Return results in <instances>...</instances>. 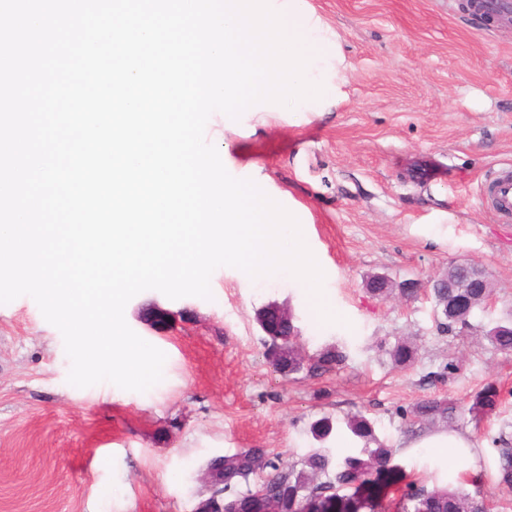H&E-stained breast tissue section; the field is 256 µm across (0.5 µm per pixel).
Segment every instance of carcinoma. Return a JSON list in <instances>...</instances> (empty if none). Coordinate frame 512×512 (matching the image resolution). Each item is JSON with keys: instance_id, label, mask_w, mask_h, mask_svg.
<instances>
[{"instance_id": "carcinoma-1", "label": "carcinoma", "mask_w": 512, "mask_h": 512, "mask_svg": "<svg viewBox=\"0 0 512 512\" xmlns=\"http://www.w3.org/2000/svg\"><path fill=\"white\" fill-rule=\"evenodd\" d=\"M408 280L398 284L385 276H373L367 291L373 296H383L398 288L403 297L417 298L418 289L407 287ZM491 294V284L486 276L472 273L466 264L455 262L448 267V278L435 280L429 295L436 314L441 317L437 330L453 333L471 328L469 318L473 310L486 302ZM257 321L265 340V355L274 369L286 376L303 373L309 377L341 366L347 353L328 346L316 353L302 355L295 336H279L267 326L266 310L259 311ZM493 347L503 353H512V321L501 322L485 331ZM390 360L399 366L411 365L417 348L409 340L394 344H379ZM500 398V389L493 383L486 384L472 399L468 408L471 419L492 411ZM416 423L434 429H447L454 423L456 407L446 400L430 399L419 403L414 412ZM347 436L363 442L356 454L341 458L333 456L330 449H316L298 461L284 464L263 448H244L224 455V494L240 502L241 512H257L252 495L260 492L266 502L279 512H487L485 502L458 489L418 486L413 482L404 485L399 498L385 502L388 489L400 483L404 474L394 463L396 449L387 446L375 434L372 422L366 417L350 416L346 420ZM333 418L322 416L311 425V433L319 440L327 439L333 432ZM501 482L512 485V448L499 449ZM255 483H250V477ZM245 485L240 490L238 486Z\"/></svg>"}]
</instances>
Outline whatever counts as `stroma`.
Here are the masks:
<instances>
[{"mask_svg": "<svg viewBox=\"0 0 512 512\" xmlns=\"http://www.w3.org/2000/svg\"><path fill=\"white\" fill-rule=\"evenodd\" d=\"M308 2L345 57L340 101L322 112L219 113L214 129L231 144L227 171L263 183L299 220L339 322H314L299 283L248 288L231 267L214 271L208 300L141 292L126 322L166 362L158 384L135 392L71 385L62 335L36 302L0 304V512H192L211 458L263 448L296 461L316 447L309 426L324 413L370 419L410 479L479 489L488 512H512L498 445L512 443V354L481 336L512 314V223L481 198L490 172L512 166V27L476 20L463 0ZM425 168L439 178H419ZM425 224L441 225L440 238H426ZM459 261L493 287L462 333L438 334L427 296L380 299L364 286L374 273L426 281ZM271 302L291 308L307 353L335 344L345 365L318 378L275 372L255 319ZM152 304L175 314L172 329L145 321ZM398 336L418 346L410 366L378 349ZM490 381L501 399L477 427L467 408ZM428 399L461 407L454 429L474 443L469 468L437 448L402 447Z\"/></svg>", "mask_w": 512, "mask_h": 512, "instance_id": "1", "label": "stroma"}]
</instances>
